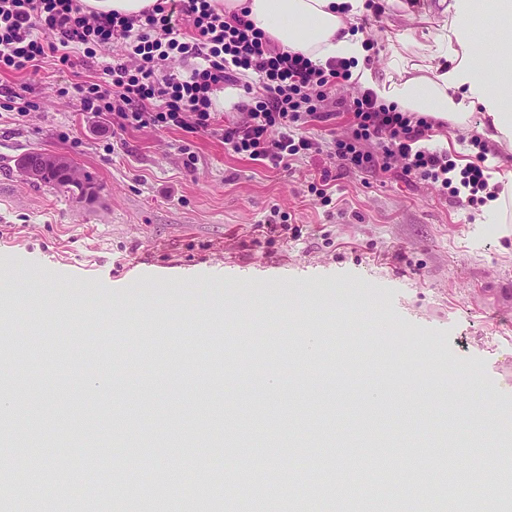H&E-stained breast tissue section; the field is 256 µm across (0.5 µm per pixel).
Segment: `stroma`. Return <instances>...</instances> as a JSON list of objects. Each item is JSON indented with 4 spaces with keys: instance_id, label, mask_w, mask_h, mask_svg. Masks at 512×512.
Returning a JSON list of instances; mask_svg holds the SVG:
<instances>
[{
    "instance_id": "stroma-1",
    "label": "stroma",
    "mask_w": 512,
    "mask_h": 512,
    "mask_svg": "<svg viewBox=\"0 0 512 512\" xmlns=\"http://www.w3.org/2000/svg\"><path fill=\"white\" fill-rule=\"evenodd\" d=\"M380 2L362 31L378 69L399 37L439 27L432 0ZM111 57L0 73V339L12 347L0 371L27 386L0 398V420L40 418L49 440L45 494L25 498V512H61L60 470L79 498L109 503L115 487L82 454L92 418L96 445L137 438L123 457L131 486L159 481L172 497L183 486L173 471L203 477L213 448L236 443V484L215 489L213 512H259L240 489L281 464L307 512H346L311 501L302 461L355 481L361 508L374 488L398 512H448L465 482L468 512H484L512 467L501 431L512 420V222L424 180L339 168L343 113L308 123L315 147L286 170L226 152L213 134L114 130L75 90L102 81ZM17 96L33 104L26 115L11 108ZM31 151L90 174L93 198L26 181L17 162ZM321 177L327 207L309 190ZM274 207L300 236L264 225ZM26 254L42 279L16 281ZM134 267L180 277L138 284ZM73 268L79 278L61 279ZM463 414L485 432L478 446L448 440V419ZM422 474L432 497L393 493L395 476Z\"/></svg>"
}]
</instances>
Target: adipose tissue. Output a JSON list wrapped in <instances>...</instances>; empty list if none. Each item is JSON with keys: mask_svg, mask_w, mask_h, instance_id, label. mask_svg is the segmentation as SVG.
I'll list each match as a JSON object with an SVG mask.
<instances>
[{"mask_svg": "<svg viewBox=\"0 0 512 512\" xmlns=\"http://www.w3.org/2000/svg\"><path fill=\"white\" fill-rule=\"evenodd\" d=\"M225 13L247 11L249 19L274 43L325 66L331 59L353 60L352 79L373 90L379 100L396 103L402 111L448 123L450 128L476 133L488 144H512V0H486L496 39L494 74L481 63L482 50L465 24L472 0H449L439 31L415 41L425 64L422 75L407 76V61L395 55L392 75L378 79L365 62L364 39L357 32L363 0H217ZM484 119L472 123L475 108Z\"/></svg>", "mask_w": 512, "mask_h": 512, "instance_id": "obj_1", "label": "adipose tissue"}]
</instances>
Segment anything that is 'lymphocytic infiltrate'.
Here are the masks:
<instances>
[{
	"mask_svg": "<svg viewBox=\"0 0 512 512\" xmlns=\"http://www.w3.org/2000/svg\"><path fill=\"white\" fill-rule=\"evenodd\" d=\"M119 46L105 65V83L77 85L82 111L111 113L119 129L178 127L218 132L225 150L271 168L313 147L301 128L323 120L322 106L336 86L351 78L349 62L319 67L300 53L281 50L255 27L246 12H218L212 0H155L137 15L88 11L76 0H0V72L38 69L45 59L73 66V52L96 57ZM190 62L188 75L167 70L172 59ZM254 74L262 96L238 106L244 120L216 128L215 94ZM349 115L345 136L335 139L341 167L381 175L400 168L405 179L440 184L467 205L481 204L488 188L487 147L473 140L465 165L444 151L426 148L434 119L403 112L369 90L342 100Z\"/></svg>",
	"mask_w": 512,
	"mask_h": 512,
	"instance_id": "f902f5d3",
	"label": "lymphocytic infiltrate"
}]
</instances>
